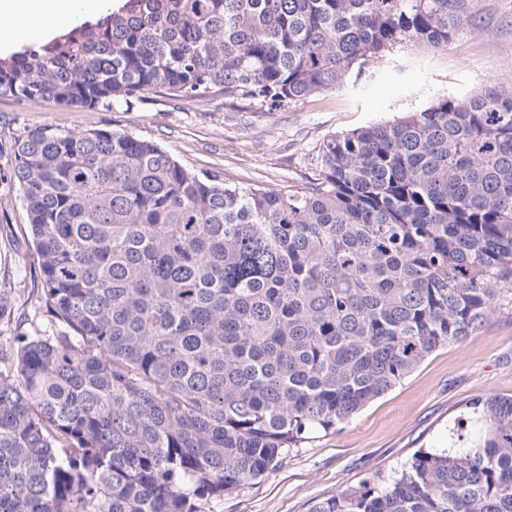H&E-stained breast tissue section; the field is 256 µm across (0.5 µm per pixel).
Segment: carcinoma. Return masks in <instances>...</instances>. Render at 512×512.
Listing matches in <instances>:
<instances>
[{"label": "carcinoma", "mask_w": 512, "mask_h": 512, "mask_svg": "<svg viewBox=\"0 0 512 512\" xmlns=\"http://www.w3.org/2000/svg\"><path fill=\"white\" fill-rule=\"evenodd\" d=\"M471 17L472 0H123L0 58V96L276 112ZM13 154L58 329L0 356V512H202L512 294L511 89L333 135L288 194L111 127H25ZM311 512H512V397Z\"/></svg>", "instance_id": "carcinoma-1"}]
</instances>
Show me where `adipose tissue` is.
Masks as SVG:
<instances>
[{"label": "adipose tissue", "instance_id": "ef3b65f1", "mask_svg": "<svg viewBox=\"0 0 512 512\" xmlns=\"http://www.w3.org/2000/svg\"><path fill=\"white\" fill-rule=\"evenodd\" d=\"M111 0H0V48L34 43L81 24Z\"/></svg>", "mask_w": 512, "mask_h": 512}]
</instances>
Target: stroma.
<instances>
[{"label":"stroma","mask_w":512,"mask_h":512,"mask_svg":"<svg viewBox=\"0 0 512 512\" xmlns=\"http://www.w3.org/2000/svg\"><path fill=\"white\" fill-rule=\"evenodd\" d=\"M476 23L447 46L400 43L349 73L343 88L267 113L242 101L173 100L147 93L134 108H75L52 100L0 96V343L39 328L41 276L26 208L12 176L13 143L24 127L73 131L110 126L157 143L185 168L242 186L291 192L314 182L320 147L331 134L392 122L442 97L463 98L494 84L512 88V0H474ZM512 397V302L503 301L472 336L442 346L348 423L292 451L259 484L204 512H310L312 505L364 479L389 477L419 448L448 444V428L487 396Z\"/></svg>","instance_id":"stroma-1"}]
</instances>
